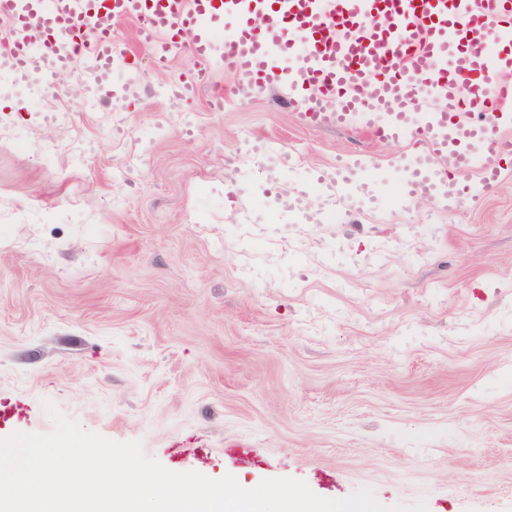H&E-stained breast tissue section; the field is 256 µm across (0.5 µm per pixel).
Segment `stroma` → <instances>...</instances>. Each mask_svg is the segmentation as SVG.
<instances>
[{
  "label": "stroma",
  "instance_id": "1",
  "mask_svg": "<svg viewBox=\"0 0 512 512\" xmlns=\"http://www.w3.org/2000/svg\"><path fill=\"white\" fill-rule=\"evenodd\" d=\"M0 84V439L81 428L175 472L304 480L386 506L512 512V169L459 210L399 208L401 152L216 74L168 113ZM222 110L211 105L215 89ZM258 145L241 153L243 143ZM366 156L376 207L300 232L296 173Z\"/></svg>",
  "mask_w": 512,
  "mask_h": 512
}]
</instances>
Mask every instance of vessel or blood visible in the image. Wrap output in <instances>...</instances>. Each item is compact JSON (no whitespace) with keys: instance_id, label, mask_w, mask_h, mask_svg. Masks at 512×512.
<instances>
[{"instance_id":"1","label":"vessel or blood","mask_w":512,"mask_h":512,"mask_svg":"<svg viewBox=\"0 0 512 512\" xmlns=\"http://www.w3.org/2000/svg\"><path fill=\"white\" fill-rule=\"evenodd\" d=\"M263 14L257 27L254 14ZM138 24L154 66L168 67L182 35H191L195 65L168 86L183 102L211 73H233L232 93L245 102L288 89L305 101L308 121L358 125L395 145L424 143L400 162L397 205L430 198L459 207L477 187L497 185L512 153V0H0V82L49 83L83 65L85 99L95 104L113 75L124 92L141 90L139 57L121 48L112 20ZM482 33L481 51L469 36ZM445 104L426 106L424 89ZM478 169L480 182L466 175ZM363 162H340L303 175L288 191L298 206L311 189L324 223L372 204Z\"/></svg>"}]
</instances>
